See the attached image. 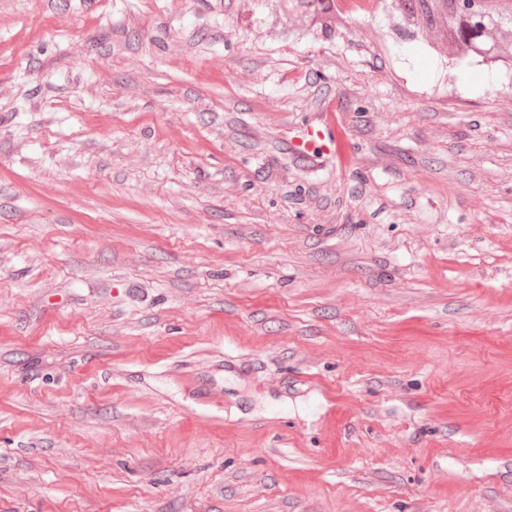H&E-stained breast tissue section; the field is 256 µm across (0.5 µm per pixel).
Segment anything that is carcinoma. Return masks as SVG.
Here are the masks:
<instances>
[{"instance_id": "obj_1", "label": "carcinoma", "mask_w": 512, "mask_h": 512, "mask_svg": "<svg viewBox=\"0 0 512 512\" xmlns=\"http://www.w3.org/2000/svg\"><path fill=\"white\" fill-rule=\"evenodd\" d=\"M275 25L303 17L327 36L345 15L342 0H259ZM379 12L392 20L397 39L413 43L430 36L460 59L478 57L486 66L512 71V0H374Z\"/></svg>"}]
</instances>
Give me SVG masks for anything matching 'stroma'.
Wrapping results in <instances>:
<instances>
[{"label": "stroma", "mask_w": 512, "mask_h": 512, "mask_svg": "<svg viewBox=\"0 0 512 512\" xmlns=\"http://www.w3.org/2000/svg\"><path fill=\"white\" fill-rule=\"evenodd\" d=\"M0 512H512V73L0 0ZM327 119L318 125L317 128L308 129L305 134L298 137V141L292 144V153L297 155H305L309 150V145L314 143L316 139L323 142L322 146L327 147L330 151L339 153L342 149L341 133L336 129V123Z\"/></svg>", "instance_id": "obj_1"}]
</instances>
